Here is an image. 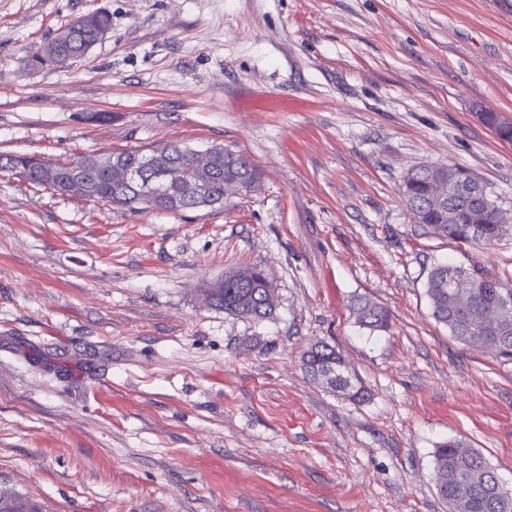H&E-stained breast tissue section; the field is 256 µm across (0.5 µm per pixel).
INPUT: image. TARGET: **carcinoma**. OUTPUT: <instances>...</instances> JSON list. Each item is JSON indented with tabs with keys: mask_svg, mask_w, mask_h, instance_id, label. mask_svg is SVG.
<instances>
[{
	"mask_svg": "<svg viewBox=\"0 0 512 512\" xmlns=\"http://www.w3.org/2000/svg\"><path fill=\"white\" fill-rule=\"evenodd\" d=\"M88 26L71 31L62 28L47 41L42 50L26 61V67L38 72L58 67L80 58L97 43L100 34L112 28V16L105 11L89 15ZM481 122L505 142H512V122L491 110L478 113ZM168 148L180 161L187 176L180 185L162 183L145 169V152L122 150L116 158L136 174L141 182H150L148 192L155 199L135 201L138 184H117L99 170L97 156H78L67 162H54L60 173L72 167H83L90 192L87 200L106 201L126 206L133 211L157 210L180 212L195 209V187L199 166L197 150L170 144ZM45 159L27 154L0 155V170L9 171L14 164L31 167L29 182L58 194L65 188L58 181L38 175ZM216 172L208 176L209 205L224 204V191L230 188H256L261 182L258 167L234 151L211 161ZM402 195L411 223L429 232L465 244L488 246L508 232L509 225L496 201L474 178L457 166L435 165L430 169L414 167L403 179ZM276 286L256 266L244 265L224 274V287L209 288L208 306L227 314L260 320L271 315L275 302L270 294ZM433 318L448 327L454 338L471 343L483 351L512 361V281L487 278L478 266L464 268L451 263L436 265L427 282ZM359 323L372 332L389 326L385 309L369 302L357 306ZM305 372L342 397L361 402L368 390L359 376L351 371L335 348L318 342L302 358ZM434 480L440 496L448 503L449 512H512V493L504 490L477 451L458 440L440 443L434 452ZM0 512H45L43 508L19 493L0 494Z\"/></svg>",
	"mask_w": 512,
	"mask_h": 512,
	"instance_id": "carcinoma-1",
	"label": "carcinoma"
}]
</instances>
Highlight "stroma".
I'll use <instances>...</instances> for the list:
<instances>
[{
	"label": "stroma",
	"instance_id": "stroma-1",
	"mask_svg": "<svg viewBox=\"0 0 512 512\" xmlns=\"http://www.w3.org/2000/svg\"><path fill=\"white\" fill-rule=\"evenodd\" d=\"M112 16L63 67L25 62ZM512 0H0V154L224 146L262 172L223 207L132 212L0 172V492L49 512H448L458 439L512 490V362L450 336L426 282L512 276V233L411 224L420 164L461 166L512 214ZM105 113L109 122L93 116ZM277 286L253 320L199 290L239 265ZM390 313L372 332L353 312ZM340 351L353 404L301 368ZM85 16L88 18L89 24L84 30L73 32L70 24H67L47 41L39 51L27 59L26 67L28 70L38 72L64 65L68 61L86 55L93 46L104 40L105 38L100 37V34L103 32L109 33L112 28V16L105 11H96ZM85 16L74 21L77 28L86 26ZM46 49L54 50V56L48 57L41 52ZM54 57L58 61L52 59ZM481 122L505 142H512V122H507L499 112L484 110L478 113Z\"/></svg>",
	"mask_w": 512,
	"mask_h": 512
}]
</instances>
